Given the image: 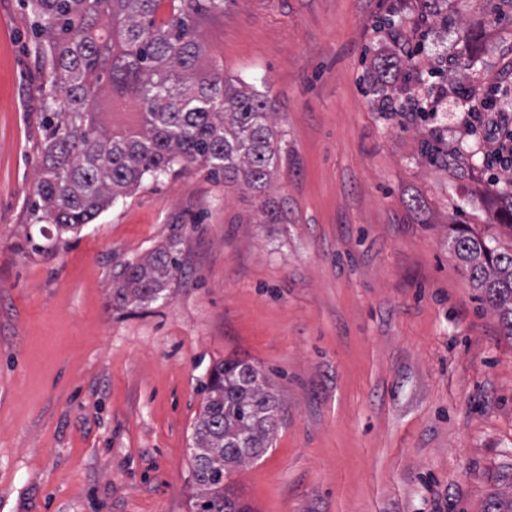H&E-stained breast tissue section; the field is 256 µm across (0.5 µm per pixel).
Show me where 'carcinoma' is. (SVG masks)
<instances>
[{"label": "carcinoma", "mask_w": 512, "mask_h": 512, "mask_svg": "<svg viewBox=\"0 0 512 512\" xmlns=\"http://www.w3.org/2000/svg\"><path fill=\"white\" fill-rule=\"evenodd\" d=\"M48 70L51 103L42 115L41 172L33 211L64 231L93 223L114 199L148 176L198 164L224 181L264 192L282 153L267 98L224 65H201V24L224 16V0H25ZM112 99L136 104L138 126L102 116ZM448 245L512 337V249L453 225ZM171 247L127 264L119 300L148 302L180 272ZM192 448L195 512H247L225 480L266 453L282 402L258 369L226 360L210 373ZM483 512H512L494 495Z\"/></svg>", "instance_id": "1"}]
</instances>
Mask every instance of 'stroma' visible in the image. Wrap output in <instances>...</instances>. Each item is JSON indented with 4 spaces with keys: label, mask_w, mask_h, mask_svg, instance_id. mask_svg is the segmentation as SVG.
<instances>
[{
    "label": "stroma",
    "mask_w": 512,
    "mask_h": 512,
    "mask_svg": "<svg viewBox=\"0 0 512 512\" xmlns=\"http://www.w3.org/2000/svg\"><path fill=\"white\" fill-rule=\"evenodd\" d=\"M488 0H224V74L265 92L285 148L266 197L192 164L61 233L32 215L42 91L23 0H0V512H194L204 385L241 359L283 402L229 482L253 512H480L512 482V339L448 246L496 219L465 106L381 111L451 56L459 86L512 83ZM429 18L425 50L418 16ZM281 212L264 223L261 202ZM175 245L154 301L131 261ZM178 254L172 247L156 249L145 259L128 263L120 274L122 284L116 290L119 300L148 302L167 289L174 274L180 272Z\"/></svg>",
    "instance_id": "35a3bbf8"
}]
</instances>
